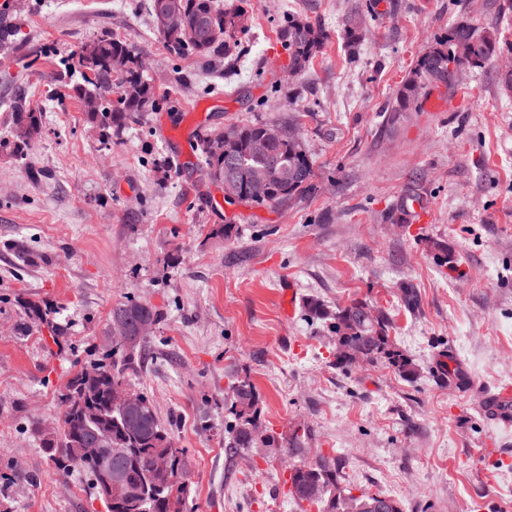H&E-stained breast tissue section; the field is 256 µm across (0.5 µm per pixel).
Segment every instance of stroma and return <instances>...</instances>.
<instances>
[{"label":"stroma","mask_w":512,"mask_h":512,"mask_svg":"<svg viewBox=\"0 0 512 512\" xmlns=\"http://www.w3.org/2000/svg\"><path fill=\"white\" fill-rule=\"evenodd\" d=\"M220 2L245 29L236 51L207 62L169 51L149 0L0 12L15 33L0 66V137L17 92L43 114L25 155L0 153V503L106 512L81 472L52 467L37 430L54 423L71 370L101 357L109 314L131 297L163 315L131 382L173 426L189 512H301L289 468L320 456L353 493L392 495L404 512H512V424L483 413L488 389L512 386V0ZM292 14L327 34L296 75L280 38ZM460 24L494 31L501 53L392 112L435 36ZM104 35L134 40L157 100L109 141L63 65ZM232 122L298 131L310 188L269 206L225 202L199 170L196 135ZM415 202L428 223L407 219ZM222 224L236 236L215 235ZM15 241L44 262L22 265ZM311 298L388 315L417 377L336 368L328 324L306 319ZM26 299L70 322L65 350L47 330L21 333ZM241 379L279 445L305 433L303 454L225 452L224 394Z\"/></svg>","instance_id":"stroma-1"}]
</instances>
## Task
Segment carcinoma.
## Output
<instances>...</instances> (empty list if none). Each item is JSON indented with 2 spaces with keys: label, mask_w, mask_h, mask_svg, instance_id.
I'll return each instance as SVG.
<instances>
[{
  "label": "carcinoma",
  "mask_w": 512,
  "mask_h": 512,
  "mask_svg": "<svg viewBox=\"0 0 512 512\" xmlns=\"http://www.w3.org/2000/svg\"><path fill=\"white\" fill-rule=\"evenodd\" d=\"M184 16L186 25L202 28L198 38L183 32L157 28L171 51L207 60L217 53L229 52L230 41L244 31L242 12L224 10L216 0H171ZM286 45L290 67L301 71L320 52L323 30L297 17L288 18L280 32ZM500 53L496 36L470 25H458L437 36L429 51L403 80L392 106L394 112L410 109L430 83H449L448 64L480 66ZM71 75L80 81L72 86L80 100L87 122L100 136L118 137L132 122L141 119L156 106L154 88L145 76V62L133 40L99 37L86 44L79 54L66 60ZM11 111V138H0V152L21 155L39 135L42 113L36 111L24 95L8 103ZM264 123H232L223 138L209 132L199 137L201 171L209 179L224 185L229 201H244L257 206L270 205L305 191L313 177L309 157L290 131L267 144L262 136ZM265 175L269 190L260 201L249 193V176ZM131 319L148 317L158 323L162 314L153 306L136 299L117 305ZM24 330L45 327L59 349H64L67 326L56 320L55 312L36 301L22 303ZM311 319L329 320L335 334L333 350L336 368L347 370L358 358L392 368L406 379L418 374L417 366L391 339L392 323L380 313L370 315L362 301L329 310L320 300L306 302ZM143 339L127 351L118 345L107 348L103 358L73 372L61 393L58 424L41 436L42 445L54 468L62 473L81 470L89 477L91 488L98 490L100 476L94 463L79 462L83 437L95 432L112 439V447L129 449L125 462L127 486H143L141 499L127 492L112 493L107 512H185L187 484L181 476L188 468L182 452L174 446L171 429L161 422L153 403H148L137 428H132L122 412L110 404L115 387L127 383L132 368L147 347ZM224 447L231 455L252 448L272 447L275 440L255 434L260 429L258 394L247 380L230 386L224 396ZM171 456L169 478L147 480L159 455ZM288 495L297 504L314 506L317 512H403L400 501L384 493L349 495L340 485L336 461L325 456L313 464L292 468Z\"/></svg>",
  "instance_id": "cac0c4a2"
}]
</instances>
